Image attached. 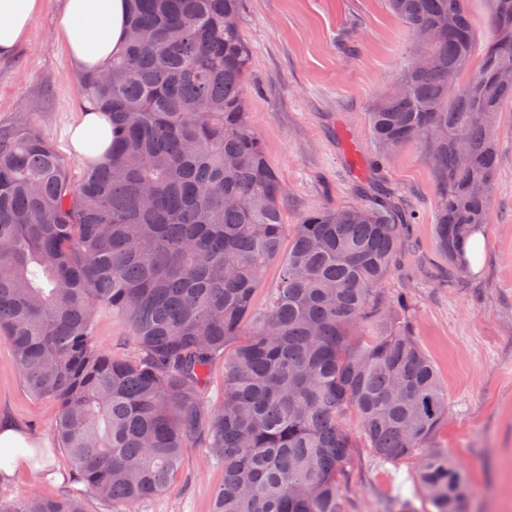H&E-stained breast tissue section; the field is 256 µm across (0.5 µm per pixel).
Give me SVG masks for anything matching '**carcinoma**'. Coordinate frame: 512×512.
I'll use <instances>...</instances> for the list:
<instances>
[{
    "label": "carcinoma",
    "instance_id": "1",
    "mask_svg": "<svg viewBox=\"0 0 512 512\" xmlns=\"http://www.w3.org/2000/svg\"><path fill=\"white\" fill-rule=\"evenodd\" d=\"M466 2L388 0L412 36L435 37L415 41L367 112L373 168L423 147L450 264L490 222L496 128L512 105V0H485L481 47ZM241 11L242 0H129L126 45L82 77L84 102L112 124L103 163L74 173L27 114L0 129V335L28 391L59 402L56 440L112 512L163 492L200 439L224 466L214 512H348L361 444L383 462L417 460L420 497L465 512L467 478L433 445L448 389L407 297L381 295L412 217L382 197L284 222L286 188L248 112ZM102 312L127 324L134 357L97 345ZM0 512L85 510L30 494Z\"/></svg>",
    "mask_w": 512,
    "mask_h": 512
}]
</instances>
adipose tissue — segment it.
Here are the masks:
<instances>
[{"mask_svg": "<svg viewBox=\"0 0 512 512\" xmlns=\"http://www.w3.org/2000/svg\"><path fill=\"white\" fill-rule=\"evenodd\" d=\"M42 0H0V59L13 56L26 44ZM126 0H64L58 38L76 71L103 68L121 48L127 25ZM70 144L82 157H105L111 142L107 118L85 109L69 130ZM32 443L24 427L0 416V484L32 456Z\"/></svg>", "mask_w": 512, "mask_h": 512, "instance_id": "adipose-tissue-1", "label": "adipose tissue"}]
</instances>
